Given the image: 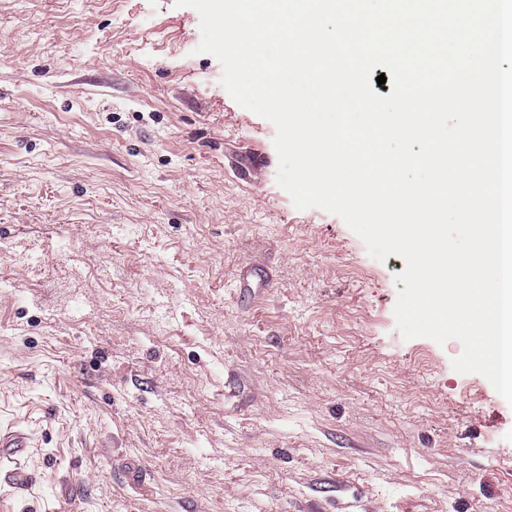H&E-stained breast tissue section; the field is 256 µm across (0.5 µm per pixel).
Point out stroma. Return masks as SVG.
I'll return each mask as SVG.
<instances>
[{"label":"stroma","mask_w":512,"mask_h":512,"mask_svg":"<svg viewBox=\"0 0 512 512\" xmlns=\"http://www.w3.org/2000/svg\"><path fill=\"white\" fill-rule=\"evenodd\" d=\"M200 41L0 0V512H512V405L403 339L404 260L294 206Z\"/></svg>","instance_id":"obj_1"}]
</instances>
